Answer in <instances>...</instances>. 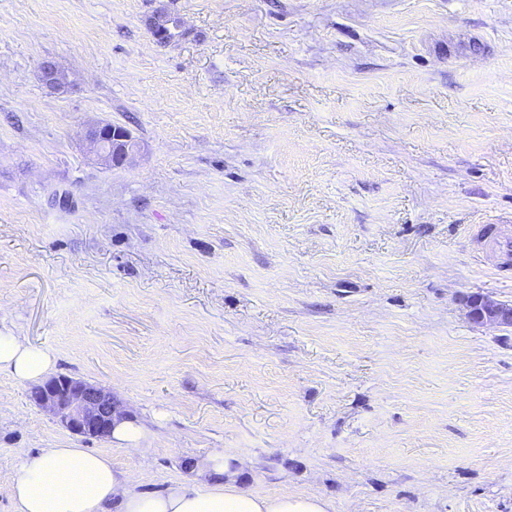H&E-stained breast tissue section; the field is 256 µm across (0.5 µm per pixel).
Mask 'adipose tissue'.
Segmentation results:
<instances>
[{
	"label": "adipose tissue",
	"mask_w": 512,
	"mask_h": 512,
	"mask_svg": "<svg viewBox=\"0 0 512 512\" xmlns=\"http://www.w3.org/2000/svg\"><path fill=\"white\" fill-rule=\"evenodd\" d=\"M54 357L12 330L0 329V371L29 382L52 372ZM244 461L220 455L194 460L193 482L157 493L136 490L112 459L84 448L24 452L6 488L13 512H333L318 496L260 495L242 485Z\"/></svg>",
	"instance_id": "ef3b65f1"
}]
</instances>
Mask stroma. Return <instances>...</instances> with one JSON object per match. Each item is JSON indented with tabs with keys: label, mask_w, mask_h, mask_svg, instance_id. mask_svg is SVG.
I'll list each match as a JSON object with an SVG mask.
<instances>
[{
	"label": "stroma",
	"mask_w": 512,
	"mask_h": 512,
	"mask_svg": "<svg viewBox=\"0 0 512 512\" xmlns=\"http://www.w3.org/2000/svg\"><path fill=\"white\" fill-rule=\"evenodd\" d=\"M506 238L512 0H0V327L145 430L72 434L1 371L0 512L20 448L151 492L220 454L334 512H512V326L463 302L512 304ZM147 27L153 40L159 45L171 44L186 35L182 19L165 10L155 11L148 19ZM40 78L44 86L52 93L59 92L68 85L66 75L51 61L42 63ZM87 139L97 147L101 159L110 166H123L131 161L136 147H129L130 134L111 123L97 122L87 128ZM469 318L480 325L512 324V305L490 299L482 294H471L464 298Z\"/></svg>",
	"instance_id": "obj_1"
}]
</instances>
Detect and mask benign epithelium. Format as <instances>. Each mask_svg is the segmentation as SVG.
<instances>
[{
    "label": "benign epithelium",
    "instance_id": "benign-epithelium-1",
    "mask_svg": "<svg viewBox=\"0 0 512 512\" xmlns=\"http://www.w3.org/2000/svg\"><path fill=\"white\" fill-rule=\"evenodd\" d=\"M153 40L168 45L185 37L183 21L165 10L155 12L147 23ZM40 78L51 92L63 90L66 75L51 61L40 68ZM87 139L97 147L101 159L110 166H123L131 161L135 148L129 146L130 134L110 123L97 122L87 128ZM469 318L480 325L512 324V305L495 301L482 294L464 298ZM30 400L49 413L56 424L80 436L105 439L111 436L124 413L112 392L68 376L52 377L34 387Z\"/></svg>",
    "mask_w": 512,
    "mask_h": 512
}]
</instances>
